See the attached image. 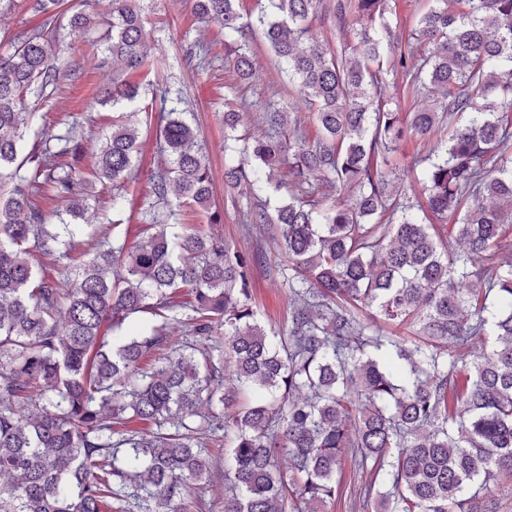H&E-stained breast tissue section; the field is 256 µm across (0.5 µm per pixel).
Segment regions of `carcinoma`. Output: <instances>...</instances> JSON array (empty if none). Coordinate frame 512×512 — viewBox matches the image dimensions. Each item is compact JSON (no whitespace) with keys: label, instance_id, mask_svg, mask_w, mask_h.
I'll list each match as a JSON object with an SVG mask.
<instances>
[{"label":"carcinoma","instance_id":"obj_1","mask_svg":"<svg viewBox=\"0 0 512 512\" xmlns=\"http://www.w3.org/2000/svg\"><path fill=\"white\" fill-rule=\"evenodd\" d=\"M390 2L192 0L240 80L258 34L310 109L268 105L267 137L224 165L225 184L250 191V222L279 230L281 334L253 305L250 256L181 222L186 205L211 225L224 214L198 133L166 97L138 108L167 158L154 233L128 248L121 225L79 223L96 182L125 206L136 123L113 116L87 174L72 129L29 138L28 95L69 76L52 59L57 26L102 24L76 0H34L45 21L0 55V512H208L210 443L224 449V512H323L350 454L370 465L373 512H473L512 474V0H435L407 33L386 22ZM111 4L118 77L99 102L115 108L137 101L153 63L139 0ZM428 85L435 106L395 107ZM241 122L225 110L224 142ZM440 132L444 149L414 158L415 204L392 177L397 154ZM281 170L288 197L271 218L261 193ZM46 189L64 210L36 205ZM420 211L450 221L448 239ZM86 237L94 251H76ZM35 251L60 278L37 277ZM136 422L153 428L116 429Z\"/></svg>","mask_w":512,"mask_h":512}]
</instances>
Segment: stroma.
Listing matches in <instances>:
<instances>
[{
	"mask_svg": "<svg viewBox=\"0 0 512 512\" xmlns=\"http://www.w3.org/2000/svg\"><path fill=\"white\" fill-rule=\"evenodd\" d=\"M140 7L152 33L150 58L154 63L151 83L141 88L140 97L147 103L165 90L181 91L184 101L180 109L199 131L202 153L212 174L213 202L224 213V222L216 230L253 257L250 284L262 323L275 329L287 327L288 283L281 274L284 260L278 255L275 230H247L246 191L224 184V110L244 104V121L238 133L248 139L262 135L260 115L267 103L278 102L291 113L306 111L307 105L299 96L284 93V79L266 51L257 53L255 77L240 81L224 61L223 33L195 17L189 0H140ZM106 37L103 25L80 39L60 30V55L64 62L76 65L77 72L44 97L31 99L30 107L38 116L37 129L56 135L72 127L79 138L95 147L111 131L113 109L97 101L99 89L112 81L111 68L99 64ZM200 44L206 45V52L193 54V47ZM139 141L143 153L131 189L134 207L128 241L132 244L140 240L144 230L140 209L150 206L159 213L164 210L152 191L151 175L159 161L155 129L140 127Z\"/></svg>",
	"mask_w": 512,
	"mask_h": 512,
	"instance_id": "obj_1",
	"label": "stroma"
}]
</instances>
